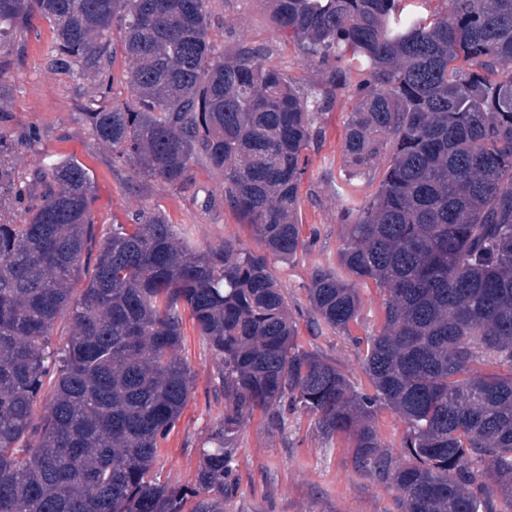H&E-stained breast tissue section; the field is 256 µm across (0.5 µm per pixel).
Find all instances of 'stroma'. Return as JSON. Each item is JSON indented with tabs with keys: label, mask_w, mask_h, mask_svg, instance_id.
Instances as JSON below:
<instances>
[{
	"label": "stroma",
	"mask_w": 512,
	"mask_h": 512,
	"mask_svg": "<svg viewBox=\"0 0 512 512\" xmlns=\"http://www.w3.org/2000/svg\"><path fill=\"white\" fill-rule=\"evenodd\" d=\"M217 43L225 51L259 47L271 65L292 78L300 91L322 84L324 73L302 55L285 48L269 17L265 0H214ZM48 30L29 35L22 66L9 73V109L17 124L41 130L33 148L17 153L19 169L33 168L44 156L75 157L92 172L96 184L94 208L99 222H129L144 206H160L172 224L187 228L196 249L236 240L254 247L236 214L217 205L208 209L201 198L220 197L221 180L200 175L198 192L191 195L157 182L132 180L129 168L117 164L111 147L94 139L80 118V109L94 94L91 81L48 71L42 64ZM351 89L337 91L321 122L326 135L310 150L303 184L301 220L307 247L296 259L272 261L271 269L288 299V309L303 332L300 343L321 351L362 392L372 387L363 369V355L348 336L329 329L306 332L313 323L308 285L312 270L335 262L347 235L342 219L345 200H367L377 182L370 175L348 178L343 130L354 108ZM179 353L194 377L193 394L170 431L162 450L163 477L182 484L193 482L201 464L199 450L224 411V400L213 390L215 364L204 351L191 320L183 322ZM314 416L298 411L284 425L254 414L237 442L232 476L237 489L224 501V512H399L396 493L367 480L352 469L350 450L343 441L326 442L314 426Z\"/></svg>",
	"instance_id": "1"
}]
</instances>
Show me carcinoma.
I'll list each match as a JSON object with an SVG mask.
<instances>
[{"label": "carcinoma", "instance_id": "carcinoma-1", "mask_svg": "<svg viewBox=\"0 0 512 512\" xmlns=\"http://www.w3.org/2000/svg\"><path fill=\"white\" fill-rule=\"evenodd\" d=\"M266 0L288 45L322 67L300 93L260 49L227 55L210 0H0L6 70L48 25L47 70L96 83L81 113L137 180L189 192L198 166L258 250L194 249L158 207L99 228L75 159L21 170L40 130L0 129V512H224L230 464L254 412L316 417L345 438L358 474L391 485L402 512H512V0ZM127 98L114 96L117 49ZM348 175L336 265L315 267V326L364 352L373 394L298 343L269 257L305 248L308 151L336 90ZM383 295L354 335L358 286ZM216 363L224 413L192 484L161 479L163 442L192 394L184 316ZM386 405L402 448L373 426ZM375 426L381 444L393 452L402 446L404 424L398 413L384 405L378 407L375 415Z\"/></svg>", "mask_w": 512, "mask_h": 512}]
</instances>
